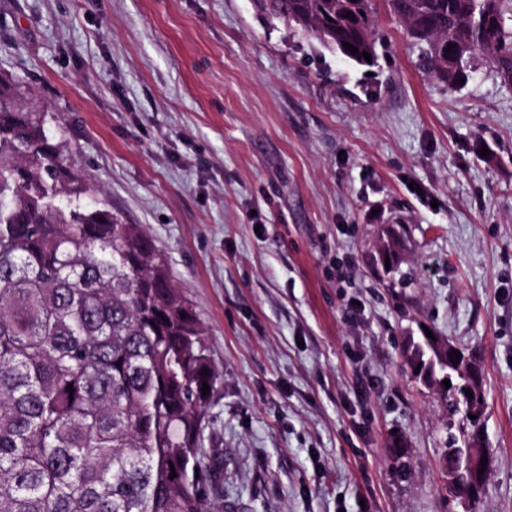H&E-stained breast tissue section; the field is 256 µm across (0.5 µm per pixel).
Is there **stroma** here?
<instances>
[{
	"mask_svg": "<svg viewBox=\"0 0 512 512\" xmlns=\"http://www.w3.org/2000/svg\"><path fill=\"white\" fill-rule=\"evenodd\" d=\"M378 36L367 68L250 0H0V68L206 330L204 445L241 512H512V84L480 60L448 89L398 21ZM426 330L483 373L469 507L442 468L460 417L402 358Z\"/></svg>",
	"mask_w": 512,
	"mask_h": 512,
	"instance_id": "obj_1",
	"label": "stroma"
}]
</instances>
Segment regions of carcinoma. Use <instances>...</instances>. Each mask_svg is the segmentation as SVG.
<instances>
[{
	"label": "carcinoma",
	"instance_id": "carcinoma-1",
	"mask_svg": "<svg viewBox=\"0 0 512 512\" xmlns=\"http://www.w3.org/2000/svg\"><path fill=\"white\" fill-rule=\"evenodd\" d=\"M378 1L448 88L470 80L479 57L512 80V0L251 5L366 66ZM51 120L0 70V512H231L222 458L202 448L221 378L204 327L144 226L125 223L67 163ZM404 357L470 421L483 383L448 366L441 340L411 336Z\"/></svg>",
	"mask_w": 512,
	"mask_h": 512
}]
</instances>
